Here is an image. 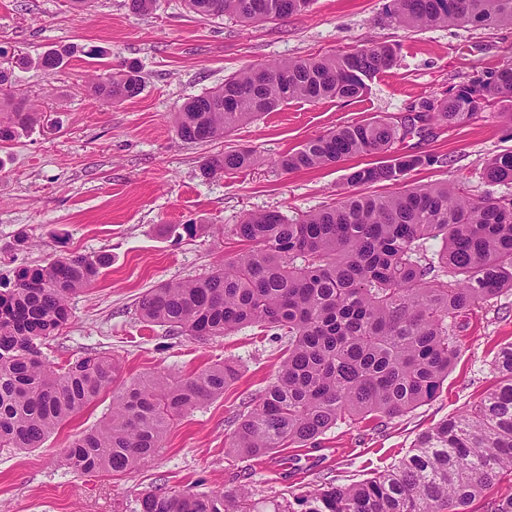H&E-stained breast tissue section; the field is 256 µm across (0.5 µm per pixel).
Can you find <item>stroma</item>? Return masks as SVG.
<instances>
[{
    "label": "stroma",
    "instance_id": "obj_1",
    "mask_svg": "<svg viewBox=\"0 0 512 512\" xmlns=\"http://www.w3.org/2000/svg\"><path fill=\"white\" fill-rule=\"evenodd\" d=\"M389 3L314 0L305 13L245 26L229 15L200 17L184 0H156L147 15L132 13L127 0H96L84 12L71 0H0V49L27 58L19 85L48 116L0 145V281L60 256L108 260L97 282L70 297L67 325L43 347L47 360L62 365L88 352L109 354L119 363L120 385L157 373L184 378L225 360L238 369L222 397L171 425L155 457L123 473L79 475L64 459L70 437L107 413L108 392L41 447L0 448V512H130L162 484L199 494L244 486L259 499L362 481L398 463L419 435L484 396L498 349L512 342V293L467 316L460 355L432 400L390 419L338 423L313 447L239 455L228 446L232 419L279 368L285 345L275 330L248 326L208 341L173 338L137 312L147 289L196 279L232 258L238 244L223 230L245 214L323 209L348 192L349 169L367 163L354 157L286 172L274 164L281 154L342 125L399 122L419 101L457 91L474 74L512 60L510 25L405 28L388 18ZM376 42L396 46L397 64L359 98L292 100L203 144L182 141L174 131L172 114L187 98L245 66ZM63 49L65 66L43 70L42 54ZM124 60L139 65L143 90L106 103L88 80ZM231 147L255 150L260 163L203 177L204 158ZM391 149L438 156V164L410 172L409 184L452 181L475 196L512 198V185L492 186L483 177L486 159L512 149V127L496 108L458 126H429ZM187 224L202 230L188 236Z\"/></svg>",
    "mask_w": 512,
    "mask_h": 512
}]
</instances>
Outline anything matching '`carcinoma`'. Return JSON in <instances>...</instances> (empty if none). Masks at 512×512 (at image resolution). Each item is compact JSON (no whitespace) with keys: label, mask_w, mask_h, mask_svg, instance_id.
<instances>
[{"label":"carcinoma","mask_w":512,"mask_h":512,"mask_svg":"<svg viewBox=\"0 0 512 512\" xmlns=\"http://www.w3.org/2000/svg\"><path fill=\"white\" fill-rule=\"evenodd\" d=\"M202 18L235 17L245 26L308 11L312 0H186ZM389 17L409 28L512 25V0H391ZM393 46L252 65L189 98L173 113L176 135L206 143L294 99H353L396 66ZM19 57L0 64V142L40 122L38 104L16 85ZM109 103L137 97L133 64L96 75ZM512 124V61L475 75L441 98L420 101L400 125L375 119L308 139L274 160L287 172L336 165L388 151L397 135L432 124L455 126L489 106ZM256 151L206 158L202 176L248 168ZM439 163L414 153L355 166L353 190L334 206L285 218L249 213L228 233L242 248L197 279L160 284L138 302L140 317L174 335L216 337L244 326L276 328L287 356L257 401L241 413L229 447L247 456L302 447L344 420L395 417L433 398L459 356L457 318L512 291V202L472 197L454 182L406 185L410 172ZM492 184H512V150L486 161ZM389 182L386 196L357 188ZM438 240L430 253L426 243ZM106 262L73 255L20 269L0 288V448H38L105 391L114 360L89 353L55 369L42 341L70 318L69 298L95 281ZM494 380L480 401L421 434L398 464L349 485L324 484L287 498L256 499L248 488L192 494L157 487L132 512H468L469 504L512 474V342L499 348ZM237 379L227 363L181 380H132L97 426L76 436L65 461L77 474L122 472L149 461L169 426L224 395Z\"/></svg>","instance_id":"cac0c4a2"}]
</instances>
